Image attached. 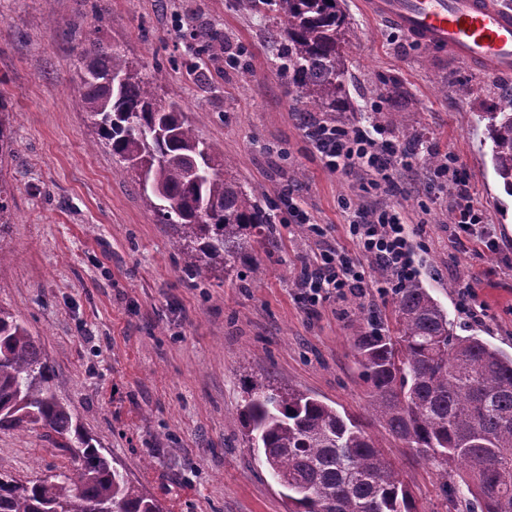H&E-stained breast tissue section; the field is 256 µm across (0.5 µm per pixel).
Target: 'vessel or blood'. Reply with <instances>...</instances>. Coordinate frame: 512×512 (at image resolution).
<instances>
[{
  "instance_id": "b4317fda",
  "label": "vessel or blood",
  "mask_w": 512,
  "mask_h": 512,
  "mask_svg": "<svg viewBox=\"0 0 512 512\" xmlns=\"http://www.w3.org/2000/svg\"><path fill=\"white\" fill-rule=\"evenodd\" d=\"M422 49L491 75L512 74V8L503 0H362Z\"/></svg>"
}]
</instances>
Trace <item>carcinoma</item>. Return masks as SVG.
Instances as JSON below:
<instances>
[{"label": "carcinoma", "mask_w": 512, "mask_h": 512, "mask_svg": "<svg viewBox=\"0 0 512 512\" xmlns=\"http://www.w3.org/2000/svg\"><path fill=\"white\" fill-rule=\"evenodd\" d=\"M272 6L285 25L280 59L303 112L325 120L348 104L345 49L351 30L338 0H247ZM73 81L78 104L119 171L130 172L160 221L170 226L184 268L202 277L253 265L252 241L271 214L225 175L224 153L202 139L176 101L161 103L158 70L88 40ZM14 113L0 98V156L12 153ZM487 135L496 174L512 191V111L494 112ZM11 192L0 183V227ZM395 323L357 338L368 411L416 454L434 462L449 512H512V355L460 335L427 291L395 292ZM40 339L0 307V429L42 428L63 439L71 466L22 481L0 474V512H163L133 484L54 391ZM238 421L272 476L288 512H419L365 425L300 389L251 380ZM468 469L470 496L448 482Z\"/></svg>", "instance_id": "carcinoma-1"}]
</instances>
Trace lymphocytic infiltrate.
Listing matches in <instances>:
<instances>
[{
	"mask_svg": "<svg viewBox=\"0 0 512 512\" xmlns=\"http://www.w3.org/2000/svg\"><path fill=\"white\" fill-rule=\"evenodd\" d=\"M307 134L329 171H363L373 185L390 193L397 190L396 167H410L414 158L413 153L388 140L384 128L373 122L352 127L317 124L309 127ZM432 178L448 187L458 235L495 251V232L484 210L475 205L469 178L457 156L446 153L433 169ZM348 217L349 245L323 247L301 270L298 286L310 306L362 295L371 264L383 272L379 288L384 293L404 287L415 275L410 231L399 212L359 207L349 211Z\"/></svg>",
	"mask_w": 512,
	"mask_h": 512,
	"instance_id": "f902f5d3",
	"label": "lymphocytic infiltrate"
}]
</instances>
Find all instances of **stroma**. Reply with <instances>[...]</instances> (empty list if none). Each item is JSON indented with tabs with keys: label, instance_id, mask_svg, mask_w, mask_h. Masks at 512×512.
Returning a JSON list of instances; mask_svg holds the SVG:
<instances>
[{
	"label": "stroma",
	"instance_id": "35a3bbf8",
	"mask_svg": "<svg viewBox=\"0 0 512 512\" xmlns=\"http://www.w3.org/2000/svg\"><path fill=\"white\" fill-rule=\"evenodd\" d=\"M341 7L353 33L350 106L336 122L370 115L387 138L414 147L394 194L325 168L277 66L281 40L267 10L239 0H0V97L16 114L14 153L0 163L14 195L12 223L0 231V307L40 337L57 395L164 512H288L237 419L249 378L365 415L355 342L370 319L393 324L391 295L379 293L373 267L360 297L309 309L297 288L323 242H345L343 200L400 211L418 246L416 283L459 323L458 286L473 282L485 308L474 334L512 355V193L485 142L489 113L512 103V77L415 47L360 0ZM90 34L161 70L158 98L179 102L195 132L221 147L230 176L272 210L276 232L254 244L255 271L188 276L133 178L115 174L71 82ZM462 82L469 95L457 93ZM394 112L402 125L390 124ZM449 151L495 227L497 252L452 242L451 200L421 161ZM292 202L324 239L293 221ZM369 431L421 512H448L436 468L379 423ZM70 463L44 430L0 429L1 473L33 477Z\"/></svg>",
	"mask_w": 512,
	"mask_h": 512
}]
</instances>
